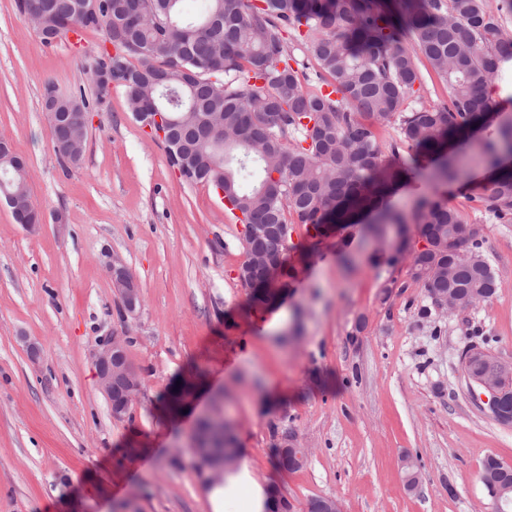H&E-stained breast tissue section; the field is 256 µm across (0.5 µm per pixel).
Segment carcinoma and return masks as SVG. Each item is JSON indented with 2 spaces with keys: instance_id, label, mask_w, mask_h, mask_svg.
Wrapping results in <instances>:
<instances>
[{
  "instance_id": "cac0c4a2",
  "label": "carcinoma",
  "mask_w": 512,
  "mask_h": 512,
  "mask_svg": "<svg viewBox=\"0 0 512 512\" xmlns=\"http://www.w3.org/2000/svg\"><path fill=\"white\" fill-rule=\"evenodd\" d=\"M182 0H150L134 26L121 22L127 0H100L98 15L79 31H97L105 42H127L125 55L99 61L112 67L128 107L153 103L169 118L194 110L193 123L172 130L169 163L182 178L210 186L224 184L225 210L241 224H283L291 240L295 223L323 236L338 224L361 223L370 238H385L390 260L407 259L427 296L455 292L459 308L490 300L497 279L479 224H469L443 201L419 200L410 225L387 199L417 174L425 158L435 184L462 179L460 156L442 157L446 142L489 112L487 89L512 62L506 15L490 0H204L203 11L186 16ZM217 18L213 36L197 35L201 23ZM305 38L319 66L321 84L306 88L290 64L288 36ZM418 48L448 91V103L407 108L422 83L414 55ZM397 127L399 139L382 159L379 132ZM53 146L66 142L82 161L87 131L72 123L51 129ZM411 152L404 153L403 145ZM512 125H497L484 141L479 161L493 172L478 211L499 224H512ZM20 205L30 198L26 161L16 153L0 157V196ZM428 241L412 253L410 227ZM251 249L273 254L276 271H249L243 286L255 304L272 301V279L286 274L288 249L264 239ZM498 415L512 421V376ZM211 419L200 422L199 437L215 459L233 438L208 435ZM512 487V466L487 457L480 474Z\"/></svg>"
}]
</instances>
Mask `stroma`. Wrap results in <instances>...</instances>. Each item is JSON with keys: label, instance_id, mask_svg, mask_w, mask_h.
<instances>
[{"label": "stroma", "instance_id": "1", "mask_svg": "<svg viewBox=\"0 0 512 512\" xmlns=\"http://www.w3.org/2000/svg\"><path fill=\"white\" fill-rule=\"evenodd\" d=\"M102 47L97 32L45 44L0 0V137L26 160L44 218L27 229L0 202V512H210L189 448L216 408L294 512L329 496L343 512H496L480 472L490 455L512 465V425L460 368L473 342L512 362V224L478 211L483 185L418 175L391 203L409 216L436 196L482 225L498 282L489 301L422 317L429 300L408 261L388 263L360 227L316 237L297 224L279 304L252 308L237 278L240 224L212 187L170 167L122 87L92 112L83 162H58L43 88L94 98L86 61ZM115 254L140 287L128 319L106 268ZM121 328L143 385L116 421L90 350ZM194 368L191 409L169 417L162 396ZM288 431L309 451L294 472L272 453ZM408 456L420 473L411 491Z\"/></svg>", "mask_w": 512, "mask_h": 512}]
</instances>
